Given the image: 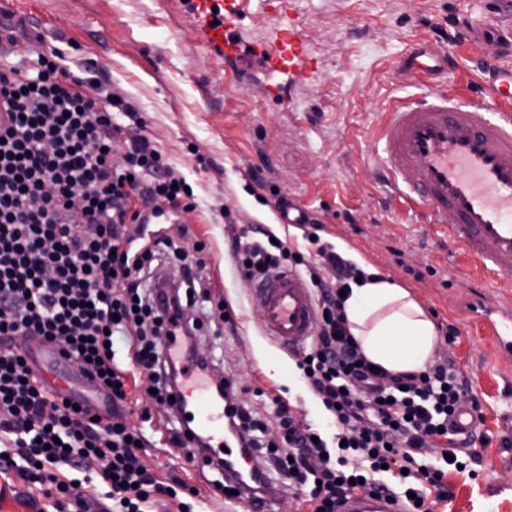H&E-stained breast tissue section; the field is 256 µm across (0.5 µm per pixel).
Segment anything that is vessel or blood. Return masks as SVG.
<instances>
[{
    "label": "vessel or blood",
    "instance_id": "vessel-or-blood-1",
    "mask_svg": "<svg viewBox=\"0 0 512 512\" xmlns=\"http://www.w3.org/2000/svg\"><path fill=\"white\" fill-rule=\"evenodd\" d=\"M221 0H191L207 22L206 41L215 50L234 54L237 42L220 10ZM471 37L495 43L493 22L470 18ZM447 57L411 51L403 74L437 73ZM486 100L475 105L444 90L401 102L388 112L378 134L382 166L395 196L444 233L456 253L471 260L486 288H512V65L485 60ZM254 289L264 302L265 336L293 349L314 331L317 313L307 283L288 270L270 274ZM492 340L512 349V310L471 311ZM191 431L226 446L224 406L192 383ZM343 512H396L385 500L358 494Z\"/></svg>",
    "mask_w": 512,
    "mask_h": 512
}]
</instances>
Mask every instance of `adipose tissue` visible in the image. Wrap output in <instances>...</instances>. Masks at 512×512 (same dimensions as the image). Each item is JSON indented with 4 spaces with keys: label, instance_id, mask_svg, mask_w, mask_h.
Listing matches in <instances>:
<instances>
[{
    "label": "adipose tissue",
    "instance_id": "ef3b65f1",
    "mask_svg": "<svg viewBox=\"0 0 512 512\" xmlns=\"http://www.w3.org/2000/svg\"><path fill=\"white\" fill-rule=\"evenodd\" d=\"M345 312L351 334L372 362L393 373L418 371L430 362L435 325L406 289L370 278L353 286Z\"/></svg>",
    "mask_w": 512,
    "mask_h": 512
}]
</instances>
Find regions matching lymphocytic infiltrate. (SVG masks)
I'll list each match as a JSON object with an SVG mask.
<instances>
[{"label": "lymphocytic infiltrate", "mask_w": 512, "mask_h": 512, "mask_svg": "<svg viewBox=\"0 0 512 512\" xmlns=\"http://www.w3.org/2000/svg\"><path fill=\"white\" fill-rule=\"evenodd\" d=\"M12 34L0 32V470H16L47 499L52 512H148L157 495L182 493L147 471L142 435L123 415L104 418L87 398L63 397L32 373L31 348L18 337L61 349L80 377L112 403L126 398V371L115 368L116 335L135 333L134 360L156 385V398L182 410L185 398L168 383L171 351L189 350L183 333L189 296L162 300L153 268L175 251L162 237L132 250L146 215L196 210L186 180L146 136L121 140L118 116L136 119L128 97L88 95L84 78L64 69L57 49L35 36L32 63L14 60ZM124 144V164L112 151ZM305 258L272 232L253 225L235 239L236 264L255 281L286 265H308L318 311L317 332L297 366L328 414L329 432L283 416L266 446L267 480L283 479L312 512H340L359 492L386 497L399 512H433L446 501L445 465L423 451L455 435L462 406L479 411L468 382L434 362L393 375L372 368L349 332L345 291L363 270L318 235ZM224 383L225 432L238 448H256L262 424ZM83 473V492L68 499L69 472Z\"/></svg>", "instance_id": "1"}]
</instances>
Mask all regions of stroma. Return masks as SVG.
I'll use <instances>...</instances> for the list:
<instances>
[{
  "label": "stroma",
  "mask_w": 512,
  "mask_h": 512,
  "mask_svg": "<svg viewBox=\"0 0 512 512\" xmlns=\"http://www.w3.org/2000/svg\"><path fill=\"white\" fill-rule=\"evenodd\" d=\"M497 11L496 0H236L242 49L226 58L205 45L203 22L183 0H0V24L16 25L20 47L41 34L66 69L94 65L99 81L126 93L144 134L193 188L197 210L147 233L203 259L210 298L191 310L204 322L197 345L270 430L283 410L316 429L326 413L294 356L262 334L260 297L232 255L241 226L261 225L306 254L319 223L322 244L406 288L434 324L458 328L455 342L437 339L433 358L448 361L481 402L479 459L474 472H448V501L434 512H512V353L464 322L476 296L492 305L508 298L480 288L468 260L451 256L448 240L379 180L376 137L395 100L431 86L483 98L476 58L512 57L452 34L456 21ZM414 48L449 55L447 75L399 77ZM280 196L308 223H279ZM150 386L142 376L128 384L124 406L145 437L144 464L161 482L200 489L188 499L192 512H245L243 503L208 497L217 471L174 440L183 417L165 412Z\"/></svg>",
  "instance_id": "stroma-1"
}]
</instances>
